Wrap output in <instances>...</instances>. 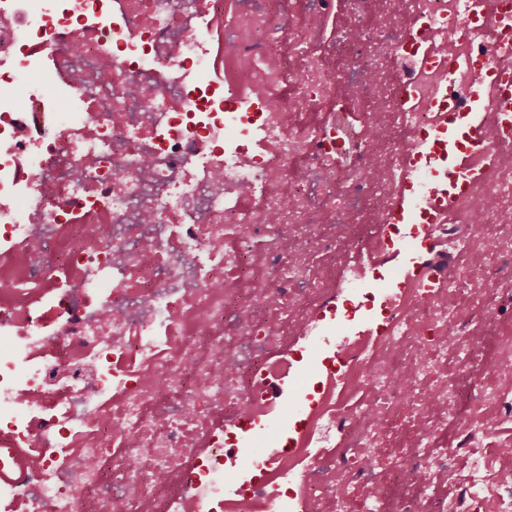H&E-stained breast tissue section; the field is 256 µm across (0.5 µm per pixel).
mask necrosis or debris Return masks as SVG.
<instances>
[{"instance_id":"4bbe7bcc","label":"necrosis or debris","mask_w":512,"mask_h":512,"mask_svg":"<svg viewBox=\"0 0 512 512\" xmlns=\"http://www.w3.org/2000/svg\"><path fill=\"white\" fill-rule=\"evenodd\" d=\"M350 2L0 0V512H512V0Z\"/></svg>"}]
</instances>
